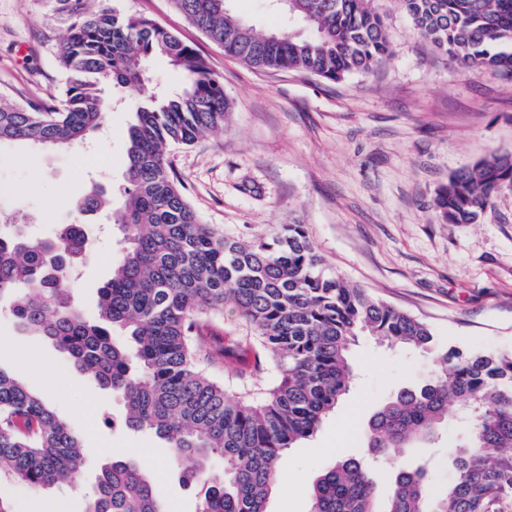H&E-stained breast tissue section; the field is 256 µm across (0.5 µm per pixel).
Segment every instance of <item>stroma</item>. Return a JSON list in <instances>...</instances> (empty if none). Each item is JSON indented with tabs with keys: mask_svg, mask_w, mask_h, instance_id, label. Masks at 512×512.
<instances>
[{
	"mask_svg": "<svg viewBox=\"0 0 512 512\" xmlns=\"http://www.w3.org/2000/svg\"><path fill=\"white\" fill-rule=\"evenodd\" d=\"M390 37V57L368 73L337 82L296 70L260 69L228 56L172 0H87L154 20L192 44L224 80V127L174 145L168 160L203 223L242 242L272 238L285 224L306 225L326 266L372 298L429 324L448 346L512 352V187L475 224H445L434 199L449 176L492 153L512 154V85L473 74L421 38L398 0H375ZM230 13L262 33L305 29L274 0H228ZM55 0H0V95L23 104L58 96V42L65 25ZM103 130L77 149L38 152L0 144V229L13 214L34 217L37 237L71 220L68 208L92 184L124 186L132 106L114 93ZM122 234L109 213L92 227L88 259L74 295L93 311L99 286L119 258ZM355 377L335 412L311 437L284 451L288 497L268 512H310L317 477L338 460L367 454L364 426L399 388L435 371L425 356L360 336ZM0 369L48 395L56 413L83 436L87 465L79 487L54 494L4 483L18 512H83L103 460L130 456L150 468L169 512H196L171 454L154 433L122 427L124 404L79 372L46 339L18 331L0 303ZM45 393V392H44ZM468 427L456 417L427 448H407L404 466H426L435 488L451 478L448 451Z\"/></svg>",
	"mask_w": 512,
	"mask_h": 512,
	"instance_id": "stroma-1",
	"label": "stroma"
}]
</instances>
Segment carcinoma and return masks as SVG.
I'll return each mask as SVG.
<instances>
[{
	"label": "carcinoma",
	"mask_w": 512,
	"mask_h": 512,
	"mask_svg": "<svg viewBox=\"0 0 512 512\" xmlns=\"http://www.w3.org/2000/svg\"><path fill=\"white\" fill-rule=\"evenodd\" d=\"M227 0H173L192 25L245 63L303 70L328 81L368 72L391 54L373 0H283L311 35L263 34L228 13ZM67 22L59 45L61 96L41 105L0 102V142L80 147L111 111V86L136 106L128 130L123 201L112 212L124 246L84 314L72 283L84 261L90 217L110 206L93 188L74 218L39 239L21 215L0 235V297L15 327L51 341L80 371L118 394L123 425L165 443L194 488L198 512H267L285 449L312 436L348 390L351 346L368 333L381 344L429 354L437 370L399 389L369 419L368 452L386 464L390 492L379 510L362 459H343L313 485L311 512H502L512 500V352H466L439 342L410 314L348 286L316 254L303 224L272 240L230 239L201 222L167 158L222 128L224 83L196 48L153 21L83 0H56ZM417 34L473 72L512 81V0H399ZM165 58L182 88L161 94L141 61ZM512 185V155L491 154L452 174L435 200L448 224H475L501 188ZM230 301L254 329L255 361L273 378L247 404L201 364L224 359V343L204 331ZM467 409L469 441L450 454L453 474L438 492L400 449L427 441ZM224 458L213 473L209 458ZM81 436L16 374L0 370V483L51 490L84 475ZM85 512H168L153 474L126 457L103 464Z\"/></svg>",
	"instance_id": "cac0c4a2"
}]
</instances>
